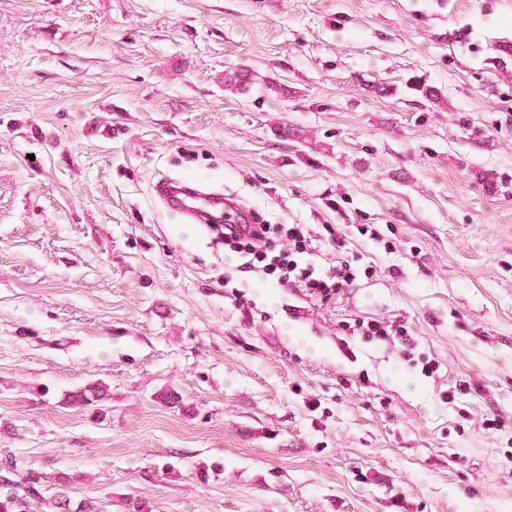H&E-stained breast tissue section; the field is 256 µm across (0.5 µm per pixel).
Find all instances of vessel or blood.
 I'll list each match as a JSON object with an SVG mask.
<instances>
[{"mask_svg":"<svg viewBox=\"0 0 512 512\" xmlns=\"http://www.w3.org/2000/svg\"><path fill=\"white\" fill-rule=\"evenodd\" d=\"M154 189L165 207L182 218L201 224L228 222L245 223L241 206L220 193L203 192L193 185L161 178Z\"/></svg>","mask_w":512,"mask_h":512,"instance_id":"vessel-or-blood-1","label":"vessel or blood"}]
</instances>
